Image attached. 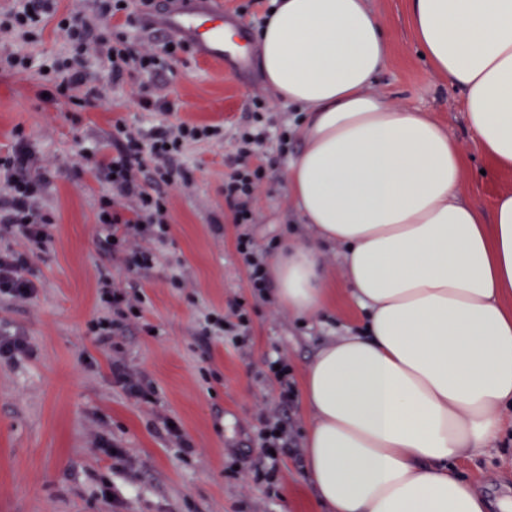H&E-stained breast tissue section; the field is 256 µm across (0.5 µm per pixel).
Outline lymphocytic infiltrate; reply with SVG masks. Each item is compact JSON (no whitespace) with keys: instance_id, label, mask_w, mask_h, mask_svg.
<instances>
[{"instance_id":"lymphocytic-infiltrate-1","label":"lymphocytic infiltrate","mask_w":512,"mask_h":512,"mask_svg":"<svg viewBox=\"0 0 512 512\" xmlns=\"http://www.w3.org/2000/svg\"><path fill=\"white\" fill-rule=\"evenodd\" d=\"M124 0H111L109 16L124 14L125 21L112 36H105L80 17L60 22L74 58L58 60L53 65L51 80L54 95L71 100L80 108L97 106L101 100L98 85L88 81L79 67L88 44L96 42L109 63L113 81L159 75L169 70L178 53L187 51L184 39L167 38L154 48L138 50L130 40V30L145 26L157 15L156 0H137L131 11H122ZM224 137L222 127L191 123L171 125L160 123L148 132L132 130L123 122H115L110 138L112 156L99 161L107 175L108 190L98 200L97 219L107 229L106 241L113 256H120L135 241H165L170 232L165 186L179 175L175 159L184 147L193 143L219 141ZM264 132H243L238 140L237 154L230 158V173L224 179V200L234 215L235 224L249 225V215L258 190L269 177L265 164L248 165V158L262 146ZM33 155L25 142L18 140L11 153L0 156V238L24 240L32 247H45L51 242L49 226L52 218L42 206L48 182L30 172ZM132 249V248H131ZM27 253L5 248L0 250V300L23 303L37 293L29 277ZM143 291L117 287L110 279L100 282L99 302L106 309L104 318L91 322L90 330L99 341L117 335L122 326L135 318L141 309ZM261 437L265 449L271 450L270 466L254 465L255 481L268 483L275 475L274 465L287 455L289 428L287 422L271 416L264 420Z\"/></svg>"}]
</instances>
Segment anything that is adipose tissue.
Here are the masks:
<instances>
[{
	"label": "adipose tissue",
	"instance_id": "obj_1",
	"mask_svg": "<svg viewBox=\"0 0 512 512\" xmlns=\"http://www.w3.org/2000/svg\"><path fill=\"white\" fill-rule=\"evenodd\" d=\"M432 71L462 94L467 126L512 170V0H410ZM264 78L307 114L286 198L314 236L269 265L297 315L331 303L323 244L343 247L364 330L306 367L304 464L326 512H512L453 468L512 405V191L491 219L459 191L464 155L427 113L371 91L389 45L366 0H273L258 33Z\"/></svg>",
	"mask_w": 512,
	"mask_h": 512
}]
</instances>
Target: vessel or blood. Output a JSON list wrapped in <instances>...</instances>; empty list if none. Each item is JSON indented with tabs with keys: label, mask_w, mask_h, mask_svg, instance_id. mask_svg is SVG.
I'll use <instances>...</instances> for the list:
<instances>
[{
	"label": "vessel or blood",
	"mask_w": 512,
	"mask_h": 512,
	"mask_svg": "<svg viewBox=\"0 0 512 512\" xmlns=\"http://www.w3.org/2000/svg\"><path fill=\"white\" fill-rule=\"evenodd\" d=\"M168 27L175 35L190 40L204 60L221 65L239 52L237 42L224 38V10L219 0H208L204 7L190 0L189 4L172 8Z\"/></svg>",
	"instance_id": "obj_1"
}]
</instances>
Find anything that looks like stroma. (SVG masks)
Masks as SVG:
<instances>
[{
  "instance_id": "1",
  "label": "stroma",
  "mask_w": 512,
  "mask_h": 512,
  "mask_svg": "<svg viewBox=\"0 0 512 512\" xmlns=\"http://www.w3.org/2000/svg\"><path fill=\"white\" fill-rule=\"evenodd\" d=\"M107 0H57V13L28 41L0 33V56H28L27 71L0 70V152L25 136L35 171L49 182L45 209L52 216L51 242L27 251L36 296L27 303H0V332L21 333L29 351L0 361V512H314L303 463L308 413L301 394L280 406L278 385L266 375L268 361L283 358L293 384L326 342L361 326L364 315L344 288L341 248L325 246L322 261L336 285V303L298 318L277 299L255 297L236 243L241 231L222 187L240 130L267 100V137L257 157L274 160L269 182L256 198L257 223L248 230L264 246L285 236H312L310 225L284 201L288 165L303 144V115L265 82L255 34L265 5L223 0L224 23L243 32L247 56L218 69L186 55L153 85L174 100L171 112L139 105V88L113 82L103 57H86L85 71L107 86L99 107L80 109L68 100L46 101L45 65L69 55L60 17L81 13L105 17ZM409 0H369L390 44L385 71L372 90L412 110L428 113L463 148L462 196L490 215L496 194L512 189V171L489 174L461 108V95L434 75L415 42ZM146 130L160 123L214 124L220 144L187 146L183 171L167 189L171 233L153 244L157 256L144 275L113 259L96 222L97 202L108 188L89 154H111L115 121ZM121 288L138 284L147 304L144 322L129 324L111 343H99L89 322L103 313L100 279ZM251 312L246 346L220 333L199 334L204 314L231 312L235 302ZM140 373L155 388L152 401L130 396L112 375L113 361ZM278 412L293 427L294 454L278 463L273 488L256 484L251 462L262 453V418ZM175 421L193 446L184 453L163 427ZM498 437L459 467L490 499L512 498V409L505 410ZM122 448L119 457L99 440Z\"/></svg>"
}]
</instances>
